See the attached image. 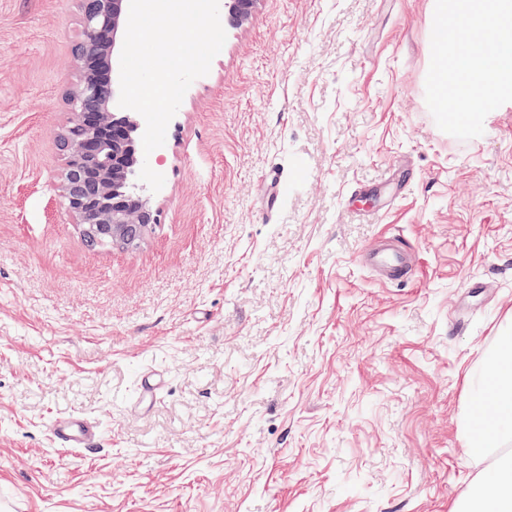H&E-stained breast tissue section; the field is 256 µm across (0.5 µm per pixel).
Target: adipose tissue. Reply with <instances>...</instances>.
Segmentation results:
<instances>
[{
    "label": "adipose tissue",
    "instance_id": "adipose-tissue-1",
    "mask_svg": "<svg viewBox=\"0 0 512 512\" xmlns=\"http://www.w3.org/2000/svg\"><path fill=\"white\" fill-rule=\"evenodd\" d=\"M473 396L488 400L481 443H467L474 458H493L474 488L454 512H512V463L496 461V453L512 444V333L501 336L481 375L466 374Z\"/></svg>",
    "mask_w": 512,
    "mask_h": 512
}]
</instances>
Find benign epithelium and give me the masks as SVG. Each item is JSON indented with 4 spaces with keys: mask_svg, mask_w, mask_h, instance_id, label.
<instances>
[{
    "mask_svg": "<svg viewBox=\"0 0 512 512\" xmlns=\"http://www.w3.org/2000/svg\"><path fill=\"white\" fill-rule=\"evenodd\" d=\"M257 0H219L224 19L232 24L248 20ZM129 0H85L83 30L73 49L80 79L69 93L72 118L62 135L67 153L60 193L82 223L105 224L121 237L133 224H147L155 215L149 188L139 180L144 154L136 153L145 121L137 112L119 111L120 81L99 78L96 67L115 71L117 52L125 35ZM124 180L134 190L136 204L108 209L99 200L110 194L112 183Z\"/></svg>",
    "mask_w": 512,
    "mask_h": 512,
    "instance_id": "1",
    "label": "benign epithelium"
}]
</instances>
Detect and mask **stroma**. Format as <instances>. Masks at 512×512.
Here are the masks:
<instances>
[{
  "label": "stroma",
  "instance_id": "35a3bbf8",
  "mask_svg": "<svg viewBox=\"0 0 512 512\" xmlns=\"http://www.w3.org/2000/svg\"><path fill=\"white\" fill-rule=\"evenodd\" d=\"M80 4L0 0V512H449L512 321V102L437 127L430 0H258L150 155L158 222L92 247L57 191ZM388 232L401 283L364 264ZM164 384L163 372L155 366L144 367L137 378V404L142 405L158 398ZM49 433L56 446L73 450L87 448L101 433L100 424L78 413L56 417L50 422Z\"/></svg>",
  "mask_w": 512,
  "mask_h": 512
}]
</instances>
